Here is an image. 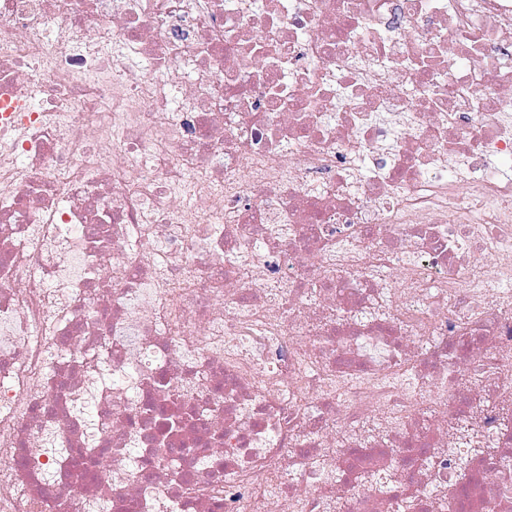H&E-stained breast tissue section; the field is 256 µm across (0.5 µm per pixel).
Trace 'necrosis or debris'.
I'll use <instances>...</instances> for the list:
<instances>
[{
    "label": "necrosis or debris",
    "mask_w": 512,
    "mask_h": 512,
    "mask_svg": "<svg viewBox=\"0 0 512 512\" xmlns=\"http://www.w3.org/2000/svg\"><path fill=\"white\" fill-rule=\"evenodd\" d=\"M510 414L512 0H0V512H512Z\"/></svg>",
    "instance_id": "1"
}]
</instances>
